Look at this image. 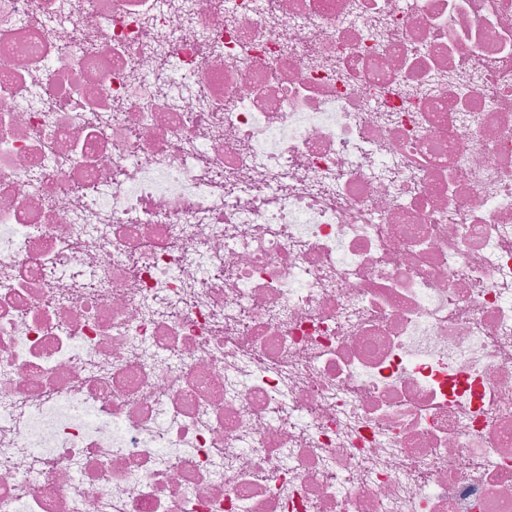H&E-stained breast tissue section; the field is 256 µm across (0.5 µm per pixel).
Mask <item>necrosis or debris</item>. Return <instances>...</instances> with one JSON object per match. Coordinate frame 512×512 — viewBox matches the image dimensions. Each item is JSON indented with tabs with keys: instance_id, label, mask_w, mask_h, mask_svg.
Wrapping results in <instances>:
<instances>
[{
	"instance_id": "necrosis-or-debris-1",
	"label": "necrosis or debris",
	"mask_w": 512,
	"mask_h": 512,
	"mask_svg": "<svg viewBox=\"0 0 512 512\" xmlns=\"http://www.w3.org/2000/svg\"><path fill=\"white\" fill-rule=\"evenodd\" d=\"M0 512H512V0H0Z\"/></svg>"
}]
</instances>
